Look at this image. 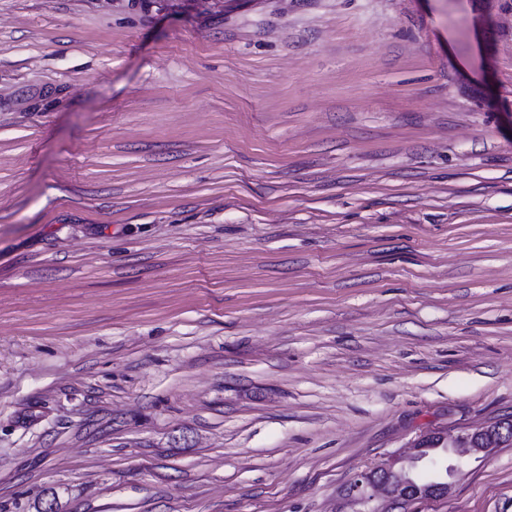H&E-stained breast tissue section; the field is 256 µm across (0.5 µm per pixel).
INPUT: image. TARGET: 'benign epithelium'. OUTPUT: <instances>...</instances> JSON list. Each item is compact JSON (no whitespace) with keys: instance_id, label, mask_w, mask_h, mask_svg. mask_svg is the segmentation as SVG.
<instances>
[{"instance_id":"7a95c632","label":"benign epithelium","mask_w":512,"mask_h":512,"mask_svg":"<svg viewBox=\"0 0 512 512\" xmlns=\"http://www.w3.org/2000/svg\"><path fill=\"white\" fill-rule=\"evenodd\" d=\"M432 436V432L421 434L410 442V451L390 454L357 472L344 488L347 500L359 506L356 512H402L411 500L447 496L471 462L484 460L498 449L512 446V419L465 428L454 435H440L441 444L449 452L448 476L441 484L418 477L420 468L430 469L436 465L423 448V443Z\"/></svg>"}]
</instances>
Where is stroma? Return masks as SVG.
Segmentation results:
<instances>
[{
    "instance_id": "35a3bbf8",
    "label": "stroma",
    "mask_w": 512,
    "mask_h": 512,
    "mask_svg": "<svg viewBox=\"0 0 512 512\" xmlns=\"http://www.w3.org/2000/svg\"><path fill=\"white\" fill-rule=\"evenodd\" d=\"M507 416L512 0H0V512H347Z\"/></svg>"
}]
</instances>
